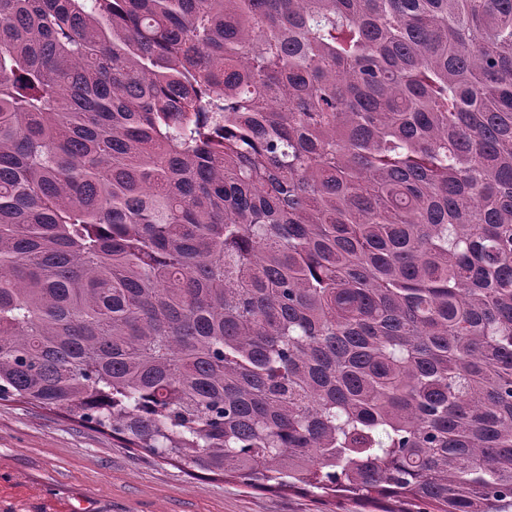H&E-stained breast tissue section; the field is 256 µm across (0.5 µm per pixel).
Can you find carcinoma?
<instances>
[{
    "label": "carcinoma",
    "mask_w": 512,
    "mask_h": 512,
    "mask_svg": "<svg viewBox=\"0 0 512 512\" xmlns=\"http://www.w3.org/2000/svg\"><path fill=\"white\" fill-rule=\"evenodd\" d=\"M193 476L512 507V0H0V399Z\"/></svg>",
    "instance_id": "carcinoma-1"
}]
</instances>
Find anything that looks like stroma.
Wrapping results in <instances>:
<instances>
[{
    "label": "stroma",
    "instance_id": "35a3bbf8",
    "mask_svg": "<svg viewBox=\"0 0 512 512\" xmlns=\"http://www.w3.org/2000/svg\"><path fill=\"white\" fill-rule=\"evenodd\" d=\"M0 512H375L352 497L190 477L89 426L0 400Z\"/></svg>",
    "mask_w": 512,
    "mask_h": 512
}]
</instances>
